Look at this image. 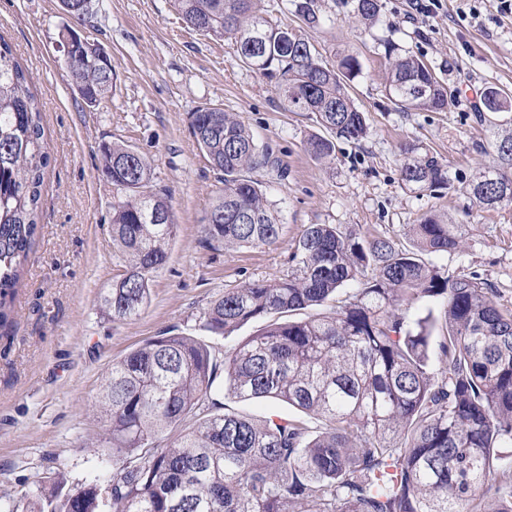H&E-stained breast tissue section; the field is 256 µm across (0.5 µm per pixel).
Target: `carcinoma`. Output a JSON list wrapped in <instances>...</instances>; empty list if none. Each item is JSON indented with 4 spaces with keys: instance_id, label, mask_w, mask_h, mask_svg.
Instances as JSON below:
<instances>
[{
    "instance_id": "carcinoma-1",
    "label": "carcinoma",
    "mask_w": 512,
    "mask_h": 512,
    "mask_svg": "<svg viewBox=\"0 0 512 512\" xmlns=\"http://www.w3.org/2000/svg\"><path fill=\"white\" fill-rule=\"evenodd\" d=\"M79 19L94 0H61ZM260 0H174L185 25L234 41L241 61L275 80L290 112H313L327 135L308 150L335 156L336 142L369 134L351 82L358 56L328 66L307 30L330 18L320 0H289L299 25L266 16ZM354 17L374 24L380 0H352ZM385 90L400 112H446L456 91L423 57L386 47ZM89 105L109 97V55L93 59L76 45L68 66ZM512 97L488 86L475 114L491 134L496 165L477 173L467 191L486 208L512 204V128L498 114ZM37 100L11 45L0 37V325L12 322L15 287L38 228L37 210L50 156ZM189 129L221 175L224 188L207 214L208 240L226 246H271L279 211L254 172L276 164L269 146L224 109L189 113ZM101 174L117 189L112 243L126 269L101 297L114 320L138 315L164 268L176 236L172 205L154 185L151 163L123 143L103 144ZM400 174L418 195L455 189L448 163L422 144L402 148ZM412 248L391 237L362 238L332 224H311L295 244L293 267L277 279L228 290L205 312L204 328L228 336L272 316L259 334L224 353L225 394L240 401L279 400L311 419L256 421L211 414L170 440L211 397L217 362L207 344L167 332L112 362L97 401L106 426L104 479L69 485L50 460L35 489L8 512H512V307L494 299L487 280L450 275L423 255L458 248L460 225L430 214L410 225ZM444 305L440 372L429 370L432 324L412 317L422 300ZM335 302L329 315L279 319Z\"/></svg>"
}]
</instances>
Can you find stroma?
Returning a JSON list of instances; mask_svg holds the SVG:
<instances>
[{"mask_svg": "<svg viewBox=\"0 0 512 512\" xmlns=\"http://www.w3.org/2000/svg\"><path fill=\"white\" fill-rule=\"evenodd\" d=\"M324 9L332 21L311 32V41L327 65L343 52L359 57L353 97L370 133L358 144L338 142L334 159L319 161L307 149L309 137L321 131L315 114L287 111L273 81L246 66L231 41L186 28L174 0H97L87 22L66 14L60 0H0V36L28 73L51 156L13 321L0 327V503L32 488L51 459L74 484L104 476L109 465L97 449L105 433L95 402L113 361L174 329L219 356L259 333L266 318L222 337L204 329L202 316L224 291L286 275L291 247L308 225L333 224L361 236L380 232L404 245L409 225L429 213L448 216L463 226L461 245L429 255V262L452 275H481L496 301L512 307V205L483 209L465 191L496 162L474 112L485 87L512 92V14L496 12L486 0H444L439 15L427 19L408 0H381L367 30L343 0H324ZM69 28L111 57L115 87L100 105H87L72 87L61 48ZM390 42L423 56L456 89V105L445 112L396 111L385 92ZM206 104L231 113L283 165L282 172L259 174L281 216L275 245L206 240L205 217L222 184L188 125L189 112ZM111 142L151 161L178 226L148 305L122 321L100 310L102 295L126 266L109 231L117 193L100 172V147ZM408 142L446 159L460 190L409 192L400 176V148ZM212 397L219 413L258 420L296 414L282 402L225 397L219 387Z\"/></svg>", "mask_w": 512, "mask_h": 512, "instance_id": "1", "label": "stroma"}]
</instances>
